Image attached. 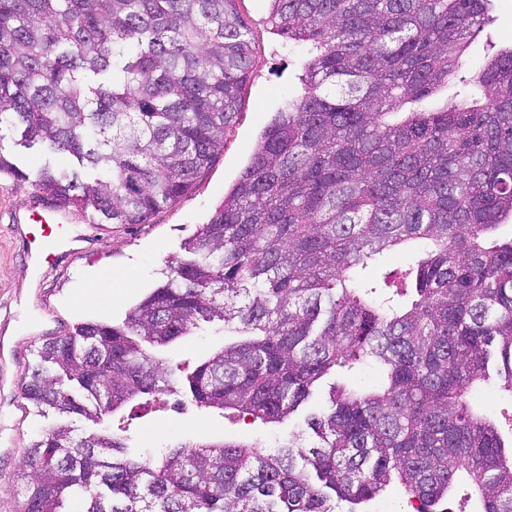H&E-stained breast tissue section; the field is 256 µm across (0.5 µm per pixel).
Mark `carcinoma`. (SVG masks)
Listing matches in <instances>:
<instances>
[{"instance_id": "1", "label": "carcinoma", "mask_w": 512, "mask_h": 512, "mask_svg": "<svg viewBox=\"0 0 512 512\" xmlns=\"http://www.w3.org/2000/svg\"><path fill=\"white\" fill-rule=\"evenodd\" d=\"M237 0H0V126L75 164L35 187L96 224H146L224 150L254 48ZM311 45L303 93L261 134L189 257L120 323L43 342L22 388L96 424L138 399L282 423L265 454L186 441L145 456L56 424L20 468V512H366L394 482L412 512H512V47L448 87L492 0H268ZM406 267L367 279L385 254ZM229 340L191 372L160 357L204 323ZM370 366L378 384L354 381Z\"/></svg>"}]
</instances>
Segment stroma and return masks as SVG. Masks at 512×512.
Wrapping results in <instances>:
<instances>
[{"label": "stroma", "instance_id": "stroma-1", "mask_svg": "<svg viewBox=\"0 0 512 512\" xmlns=\"http://www.w3.org/2000/svg\"><path fill=\"white\" fill-rule=\"evenodd\" d=\"M237 8L256 52L224 149L184 196L149 223L103 231L93 224L91 212L75 210L72 221L85 226L84 239L44 252L38 215L51 201L31 179L44 153L20 147L17 132L0 136V149L24 172L15 179L0 176V512H19L24 452L38 434L60 421L56 415L41 416L22 395L21 386L37 362L34 342L67 336L88 320L122 321L145 293L166 281L172 261L185 255V240L223 201L274 114L288 96L302 91L299 77L310 57L307 46L272 30L267 0H238ZM490 15L484 37L470 48L472 63L489 46L512 45V0H493ZM223 343L221 327L210 325L171 344L166 353L194 365ZM300 430L295 418L263 425L166 395L132 420L128 446L141 454L194 435L273 448Z\"/></svg>", "mask_w": 512, "mask_h": 512}]
</instances>
